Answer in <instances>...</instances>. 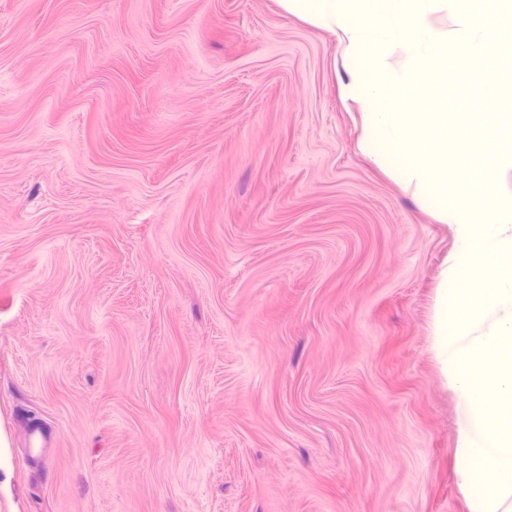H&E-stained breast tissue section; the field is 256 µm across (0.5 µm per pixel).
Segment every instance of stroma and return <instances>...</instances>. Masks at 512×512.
<instances>
[{
	"instance_id": "stroma-1",
	"label": "stroma",
	"mask_w": 512,
	"mask_h": 512,
	"mask_svg": "<svg viewBox=\"0 0 512 512\" xmlns=\"http://www.w3.org/2000/svg\"><path fill=\"white\" fill-rule=\"evenodd\" d=\"M349 80L276 0H0V512H467Z\"/></svg>"
}]
</instances>
